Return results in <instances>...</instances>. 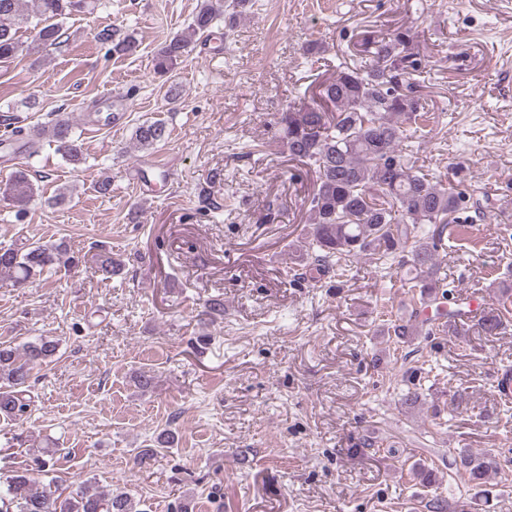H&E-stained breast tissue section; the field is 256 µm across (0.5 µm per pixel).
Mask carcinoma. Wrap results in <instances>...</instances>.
<instances>
[{"mask_svg":"<svg viewBox=\"0 0 512 512\" xmlns=\"http://www.w3.org/2000/svg\"><path fill=\"white\" fill-rule=\"evenodd\" d=\"M251 0H200L189 25L160 47L153 57L156 73L170 77L194 50V37L209 36L228 7L229 20L244 14ZM94 8V0H0V62L20 52L39 54L63 43L62 19ZM31 28L34 39L20 41V30ZM98 41L112 54L130 56L139 43L134 33L117 27L104 28ZM414 33L398 27L380 38L365 31L359 44L360 61L336 71L311 91V102L290 104L280 113L279 137L293 161L304 163L315 174L307 193L310 221L304 230L302 275L312 280L336 265L351 267L371 255L382 268L406 269L403 285L419 295L418 302L434 309L432 316L417 321L402 319L387 332L393 351L413 341L419 327L431 336L439 329L458 334V322L466 316L451 306L455 296L441 276L443 235L462 224L460 214L479 211L478 188L468 190L448 183L418 166L405 145L420 139L418 132L439 123L412 76L425 68L413 48ZM52 141L72 164L83 158V144L74 134L71 117L57 113L51 121ZM169 130L162 120L146 121L134 131L140 149L149 150L166 141ZM4 199L20 211L27 209L34 188L27 170L14 172L3 189ZM96 272L108 280L122 274L126 263L110 253L95 259ZM79 267V258L63 242H20L0 248V277L22 288L31 280L59 270ZM512 311L497 308L478 320L480 330L494 336L509 321ZM57 340L39 336L19 355L0 345V417L22 421L33 403L30 382L33 369L53 357ZM401 407L418 409L423 420L437 410L422 401L420 391L407 392ZM512 459L494 449L461 448L448 460V497L428 499V512H449L457 496L486 485L492 477L507 476ZM413 476L424 488H440L434 470L418 467ZM0 512H143L138 502L119 488L102 489L86 479L63 498L51 489L39 490L23 474L0 479Z\"/></svg>","mask_w":512,"mask_h":512,"instance_id":"cac0c4a2","label":"carcinoma"}]
</instances>
